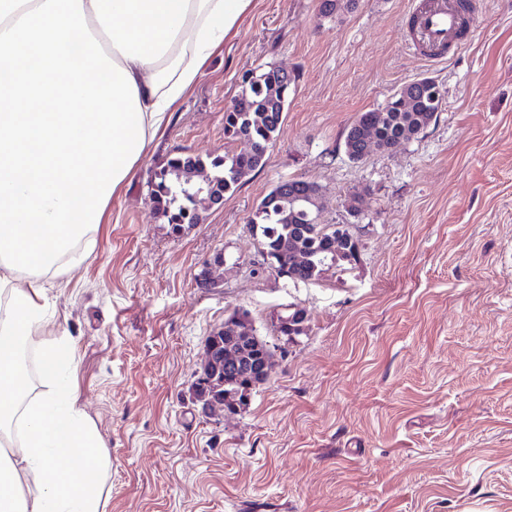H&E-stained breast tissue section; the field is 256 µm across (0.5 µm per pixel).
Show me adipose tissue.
<instances>
[{"label":"adipose tissue","instance_id":"1","mask_svg":"<svg viewBox=\"0 0 512 512\" xmlns=\"http://www.w3.org/2000/svg\"><path fill=\"white\" fill-rule=\"evenodd\" d=\"M252 3L0 0V512H104L110 460L74 394L72 339L45 345L34 388L16 344Z\"/></svg>","mask_w":512,"mask_h":512}]
</instances>
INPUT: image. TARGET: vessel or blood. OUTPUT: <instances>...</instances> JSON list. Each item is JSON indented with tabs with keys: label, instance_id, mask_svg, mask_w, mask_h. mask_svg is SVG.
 Instances as JSON below:
<instances>
[{
	"label": "vessel or blood",
	"instance_id": "b4317fda",
	"mask_svg": "<svg viewBox=\"0 0 512 512\" xmlns=\"http://www.w3.org/2000/svg\"><path fill=\"white\" fill-rule=\"evenodd\" d=\"M471 0H426L415 10L416 44L428 60L442 61L457 48L463 30V19L471 15Z\"/></svg>",
	"mask_w": 512,
	"mask_h": 512
}]
</instances>
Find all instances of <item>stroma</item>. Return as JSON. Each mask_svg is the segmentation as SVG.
<instances>
[{
  "mask_svg": "<svg viewBox=\"0 0 512 512\" xmlns=\"http://www.w3.org/2000/svg\"><path fill=\"white\" fill-rule=\"evenodd\" d=\"M412 0H254L165 132L109 202L96 245L50 279L42 339L69 333L73 382L110 457L105 512H512V0H478L466 47L434 63L408 45ZM293 71L276 145L223 205L181 233L148 181L188 150L223 155L245 72ZM430 77L435 121L392 151L348 159L359 113ZM318 184L323 224L358 258L314 282L259 265L248 222L280 181ZM361 194L360 215L345 206ZM223 252L220 288L197 287ZM289 303L304 334L273 331ZM247 310L275 355L248 408L204 414L206 341Z\"/></svg>",
  "mask_w": 512,
  "mask_h": 512,
  "instance_id": "stroma-1",
  "label": "stroma"
}]
</instances>
